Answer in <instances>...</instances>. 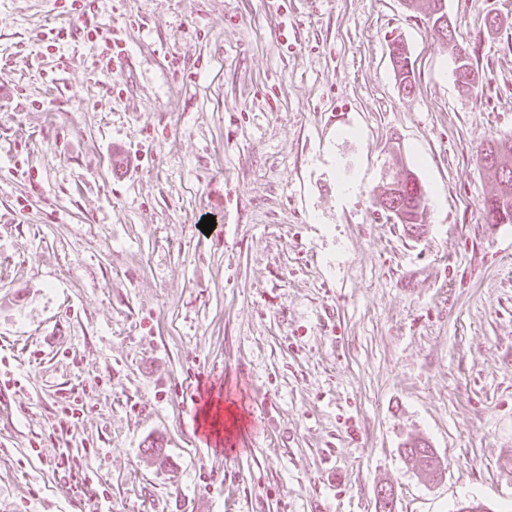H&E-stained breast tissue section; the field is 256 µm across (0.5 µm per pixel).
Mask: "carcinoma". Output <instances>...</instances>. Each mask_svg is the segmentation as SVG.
I'll list each match as a JSON object with an SVG mask.
<instances>
[{
  "label": "carcinoma",
  "mask_w": 512,
  "mask_h": 512,
  "mask_svg": "<svg viewBox=\"0 0 512 512\" xmlns=\"http://www.w3.org/2000/svg\"><path fill=\"white\" fill-rule=\"evenodd\" d=\"M412 10L425 9L437 28L440 38L446 43L453 42L449 29L444 0H407ZM392 64L400 86L405 91L413 89L414 70L406 45L401 41L392 44L390 51ZM457 81L459 87L470 92L476 88L477 75L469 63L466 54L458 53ZM481 160L483 167L495 182V189L482 202V209L487 223H497V216L505 214L512 224V194H503L502 185L512 187V136L492 139L483 145ZM396 175L389 184L391 189H383L378 195V203L383 208H390L399 215V223L410 235L421 233L426 224V192L424 185L413 169L404 159L395 162ZM404 458L411 463L419 475L427 481L442 477L441 461L435 449L423 439H413L402 448Z\"/></svg>",
  "instance_id": "1"
}]
</instances>
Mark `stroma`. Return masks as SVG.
I'll list each match as a JSON object with an SVG mask.
<instances>
[{
    "instance_id": "obj_1",
    "label": "stroma",
    "mask_w": 512,
    "mask_h": 512,
    "mask_svg": "<svg viewBox=\"0 0 512 512\" xmlns=\"http://www.w3.org/2000/svg\"><path fill=\"white\" fill-rule=\"evenodd\" d=\"M64 3L0 0V512H376L385 485L512 512V224L479 161L512 134V0H447L452 49L402 0H99L129 46L106 75L78 38L42 54ZM396 148L418 236L375 204ZM201 386L243 419L225 452ZM390 54L394 71L400 80V86L404 91L410 93L414 84V70L406 45L401 41H394ZM402 454L425 480L433 482L442 477L443 470L439 456L427 441L423 439L407 441L402 448Z\"/></svg>"
}]
</instances>
